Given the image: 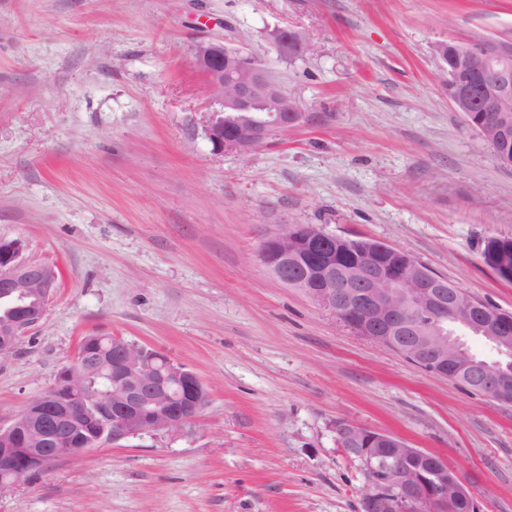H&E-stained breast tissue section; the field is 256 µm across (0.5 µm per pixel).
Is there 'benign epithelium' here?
I'll list each match as a JSON object with an SVG mask.
<instances>
[{
	"instance_id": "benign-epithelium-1",
	"label": "benign epithelium",
	"mask_w": 512,
	"mask_h": 512,
	"mask_svg": "<svg viewBox=\"0 0 512 512\" xmlns=\"http://www.w3.org/2000/svg\"><path fill=\"white\" fill-rule=\"evenodd\" d=\"M283 56L304 54L301 31H275ZM196 64L217 108L204 132L216 149L249 156L275 130L300 125L298 101L256 60L222 41L196 48ZM448 101L480 135L495 132L498 159L512 167V38L482 37L455 44L447 65ZM261 262L283 283L302 290L359 335L419 368L512 405V317L448 287L409 254L384 243L348 239L315 224L269 235ZM58 286L55 267L23 256L18 240H0V357L39 325ZM479 336L495 353L476 360L463 336ZM107 375L110 389H75L87 376ZM208 401L200 378L169 357L115 337L109 355L83 350L60 368L54 384L0 427V487L40 472L63 457H78L101 443L147 432H183ZM335 442L359 461L367 483L364 512H478L467 485L441 457L402 439L346 420L331 424Z\"/></svg>"
}]
</instances>
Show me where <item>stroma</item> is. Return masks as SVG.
<instances>
[{"mask_svg": "<svg viewBox=\"0 0 512 512\" xmlns=\"http://www.w3.org/2000/svg\"><path fill=\"white\" fill-rule=\"evenodd\" d=\"M304 31L294 59L271 34ZM512 37V0H0V239L57 267L0 359V426L90 333L161 352L209 403L177 435L108 441L0 489V512H358L345 419L442 457L512 512V405L414 366L278 280L264 238L317 224L400 249L512 312L484 262L512 167L448 103L439 44ZM201 41L258 60L307 119L214 149Z\"/></svg>", "mask_w": 512, "mask_h": 512, "instance_id": "obj_1", "label": "stroma"}]
</instances>
